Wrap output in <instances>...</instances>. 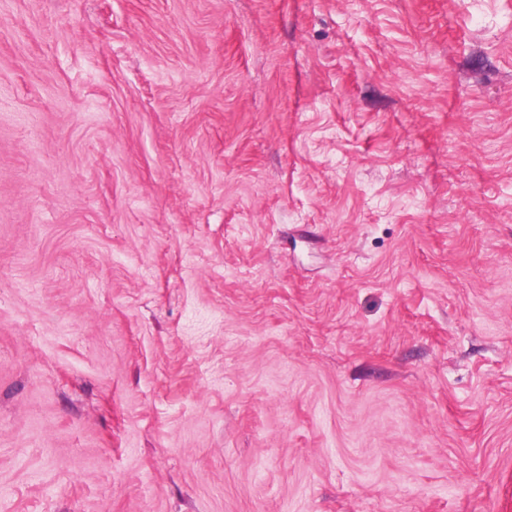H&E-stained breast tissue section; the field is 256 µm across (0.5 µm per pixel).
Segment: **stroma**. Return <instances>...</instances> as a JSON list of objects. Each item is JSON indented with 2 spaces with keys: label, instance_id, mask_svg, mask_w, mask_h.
Masks as SVG:
<instances>
[{
  "label": "stroma",
  "instance_id": "obj_1",
  "mask_svg": "<svg viewBox=\"0 0 512 512\" xmlns=\"http://www.w3.org/2000/svg\"><path fill=\"white\" fill-rule=\"evenodd\" d=\"M0 512H512V0H0Z\"/></svg>",
  "mask_w": 512,
  "mask_h": 512
}]
</instances>
